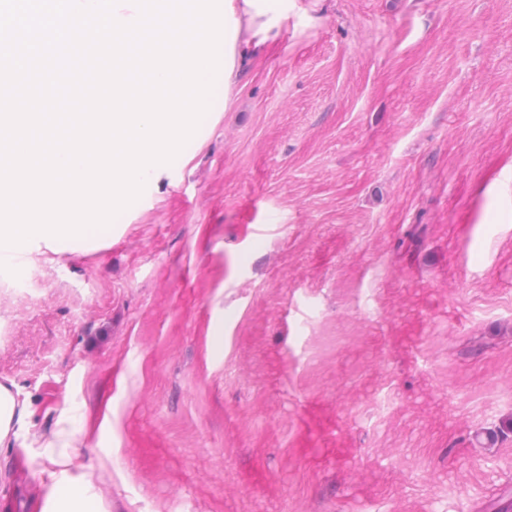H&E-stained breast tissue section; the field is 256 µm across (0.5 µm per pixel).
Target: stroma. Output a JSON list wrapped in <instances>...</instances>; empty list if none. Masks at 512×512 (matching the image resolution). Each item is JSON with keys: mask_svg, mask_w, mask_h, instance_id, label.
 Listing matches in <instances>:
<instances>
[{"mask_svg": "<svg viewBox=\"0 0 512 512\" xmlns=\"http://www.w3.org/2000/svg\"><path fill=\"white\" fill-rule=\"evenodd\" d=\"M109 247L0 288L27 457L111 512H512V0H321ZM86 420V412L78 424L71 416L59 417L51 437L31 450L30 471L44 487L38 512H109L100 484L112 470L111 455L92 469L76 449L91 437Z\"/></svg>", "mask_w": 512, "mask_h": 512, "instance_id": "stroma-1", "label": "stroma"}]
</instances>
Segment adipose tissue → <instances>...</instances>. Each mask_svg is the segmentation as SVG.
Segmentation results:
<instances>
[{
	"label": "adipose tissue",
	"mask_w": 512,
	"mask_h": 512,
	"mask_svg": "<svg viewBox=\"0 0 512 512\" xmlns=\"http://www.w3.org/2000/svg\"><path fill=\"white\" fill-rule=\"evenodd\" d=\"M227 11V43L224 47V107L232 109L244 70L258 63L287 31L293 10H313L318 0H223ZM32 405L18 387L0 383V446L12 445ZM85 423L71 416L59 417L49 439L31 451L32 475L44 487L38 512H108L101 491L111 458L100 459L97 468L83 463L79 445L88 438Z\"/></svg>",
	"instance_id": "ef3b65f1"
}]
</instances>
